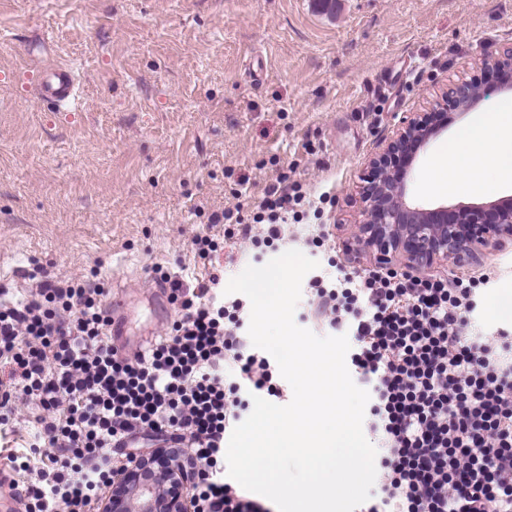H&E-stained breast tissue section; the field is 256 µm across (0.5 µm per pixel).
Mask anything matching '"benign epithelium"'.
<instances>
[{"label": "benign epithelium", "instance_id": "1", "mask_svg": "<svg viewBox=\"0 0 512 512\" xmlns=\"http://www.w3.org/2000/svg\"><path fill=\"white\" fill-rule=\"evenodd\" d=\"M481 63L496 73L500 88L512 90V44ZM482 97L477 83L457 82L433 111L400 118L390 139L367 160L362 220L352 231L357 252L374 254L381 265L399 262L426 271L448 261L472 263L486 249L512 243L509 201L426 207L408 197L409 170L420 151L448 128L452 112H468ZM192 476L181 459L157 448L113 476L101 512H191Z\"/></svg>", "mask_w": 512, "mask_h": 512}]
</instances>
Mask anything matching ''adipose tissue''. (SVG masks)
Wrapping results in <instances>:
<instances>
[{"mask_svg":"<svg viewBox=\"0 0 512 512\" xmlns=\"http://www.w3.org/2000/svg\"><path fill=\"white\" fill-rule=\"evenodd\" d=\"M435 167L438 176L434 187L451 193L463 187L483 192L476 174L487 168L496 169L502 182H511L512 108L503 107L482 122L461 128Z\"/></svg>","mask_w":512,"mask_h":512,"instance_id":"obj_1","label":"adipose tissue"}]
</instances>
